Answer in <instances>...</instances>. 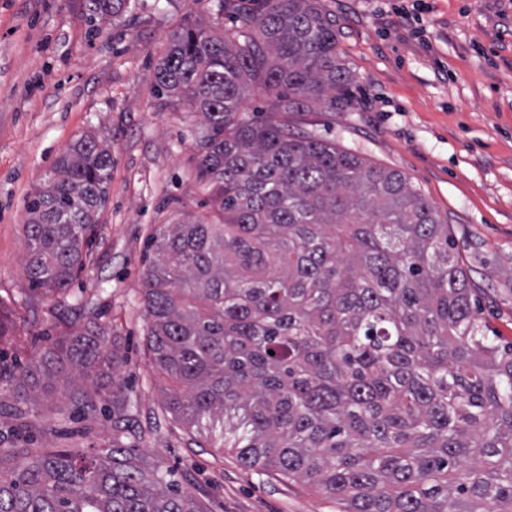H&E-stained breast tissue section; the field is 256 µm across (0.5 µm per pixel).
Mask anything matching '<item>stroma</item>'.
<instances>
[{
    "mask_svg": "<svg viewBox=\"0 0 512 512\" xmlns=\"http://www.w3.org/2000/svg\"><path fill=\"white\" fill-rule=\"evenodd\" d=\"M357 77L351 106L290 116L370 163L399 171L450 231L481 316L512 340V0H320ZM92 27L82 0H0V448L112 444L110 392L133 402L123 443L172 469L208 512H337L308 484L200 443L166 409L141 306L155 225L211 208L195 170L198 117L166 106L154 71L185 20L217 23L219 0H130ZM112 147L109 199L65 294L30 288L25 201L82 134ZM93 307H82L84 298ZM97 321L124 364L91 404L63 379L20 375L67 325Z\"/></svg>",
    "mask_w": 512,
    "mask_h": 512,
    "instance_id": "obj_1",
    "label": "stroma"
}]
</instances>
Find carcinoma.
<instances>
[{"instance_id":"carcinoma-1","label":"carcinoma","mask_w":512,"mask_h":512,"mask_svg":"<svg viewBox=\"0 0 512 512\" xmlns=\"http://www.w3.org/2000/svg\"><path fill=\"white\" fill-rule=\"evenodd\" d=\"M130 0H84L106 22ZM236 30L187 22L155 82L203 120L206 221L161 224L142 307L167 408L242 465L304 482L338 512H512V341L489 334L448 221L399 171L288 116L348 106L355 76L320 0H219ZM271 116H243L249 95ZM110 144L59 156L26 203L25 270L63 293L104 208ZM68 360L85 397L122 360L91 322L37 360ZM112 447L0 451V512H207L166 470Z\"/></svg>"}]
</instances>
